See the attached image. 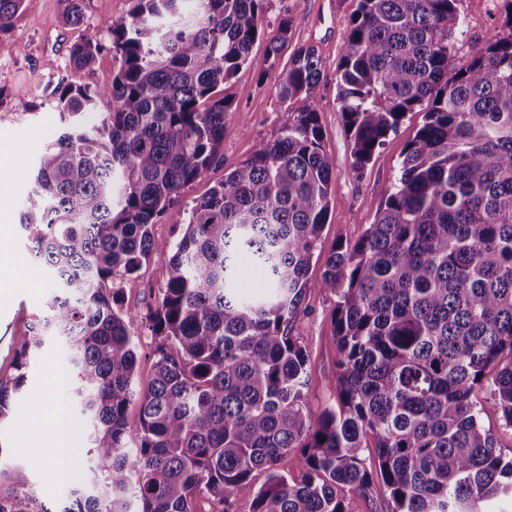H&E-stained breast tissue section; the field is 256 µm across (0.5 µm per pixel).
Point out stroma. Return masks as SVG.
Here are the masks:
<instances>
[{"label":"stroma","mask_w":512,"mask_h":512,"mask_svg":"<svg viewBox=\"0 0 512 512\" xmlns=\"http://www.w3.org/2000/svg\"><path fill=\"white\" fill-rule=\"evenodd\" d=\"M358 0H269L264 19L265 36L253 47L252 62L240 69L224 86V95L232 110L224 131V162L211 168L186 186L179 203L170 207L154 224L155 239L177 241L189 220L194 201L223 181L250 158L259 142L274 139L288 115L304 107L302 99L283 100L277 85L288 70L294 48L312 45L318 50L323 79L320 84L319 119L323 145L333 156L336 167L327 222L321 235L319 256L313 257L309 270L310 284L302 297L300 313L293 325L309 351L308 392L313 408L336 401L334 374L339 350L334 339L331 313L333 299L321 292L323 258L333 244L355 242L373 223L393 182V177L408 142L423 123L424 107H417L403 119L398 133L390 135L373 155L361 178L351 174L352 143L336 104V67L347 37L348 23ZM67 0H25L13 22L10 35L26 46L21 57L0 56V187L8 195V204L0 210V379L10 380L15 373V349L29 334L33 323L42 318L48 283L42 266L33 259V243L19 224V214L29 182L25 165L34 160L62 128L57 112L48 106L49 93L58 79L90 89L111 85L120 61L112 51L101 52L92 68L76 71L69 65V50L82 40L105 39V24L126 18L132 0H84V19L80 25L68 26L63 15ZM464 35L460 37L451 69L470 62L483 46L489 33L505 32L507 12L503 0H458ZM291 21L288 46L267 78L259 72L265 62L267 39L276 34L282 18ZM171 276L169 258L152 255L140 270L113 278L123 307L148 312L157 306ZM65 361L56 347L36 353L28 379L17 397L12 415L0 429V449L16 465L36 462L30 478L37 483L42 497L51 504L64 500L70 484L86 480L83 461L87 441L84 426L70 418V445L75 453L69 461L65 481H49L43 470L44 454L57 433V423L49 406L67 407L69 387L53 383L55 370Z\"/></svg>","instance_id":"stroma-1"}]
</instances>
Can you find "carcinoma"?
Returning a JSON list of instances; mask_svg holds the SVG:
<instances>
[{
	"instance_id": "carcinoma-1",
	"label": "carcinoma",
	"mask_w": 512,
	"mask_h": 512,
	"mask_svg": "<svg viewBox=\"0 0 512 512\" xmlns=\"http://www.w3.org/2000/svg\"><path fill=\"white\" fill-rule=\"evenodd\" d=\"M267 2L133 0L128 17L105 24L110 44L72 46L75 69L107 48L121 66L98 91L64 79L51 90L74 121L33 161L21 217L51 292L16 351L17 374L0 381V422L30 351L59 345L73 411L89 425V480L58 510L22 467L0 464V512H238V487L261 469L247 512H346L339 491L375 484L391 512H485L512 494V457L482 425L479 400L489 394L512 428V0L511 32L451 77L457 0H358L336 77L352 175L408 113L430 107L374 223L326 259L318 288L336 297L340 357L336 404L317 410L309 353L292 332L335 169L314 47L298 48L279 82L304 109L195 202L178 241L152 234L182 188L224 161L231 106L219 90L252 62ZM23 3L0 0V55L25 51L6 36ZM289 31L284 17L261 77ZM99 98L110 111L75 120ZM154 253L173 271L156 309H120L108 282ZM244 255L265 274L262 295L236 288ZM139 321L160 339L142 389Z\"/></svg>"
}]
</instances>
